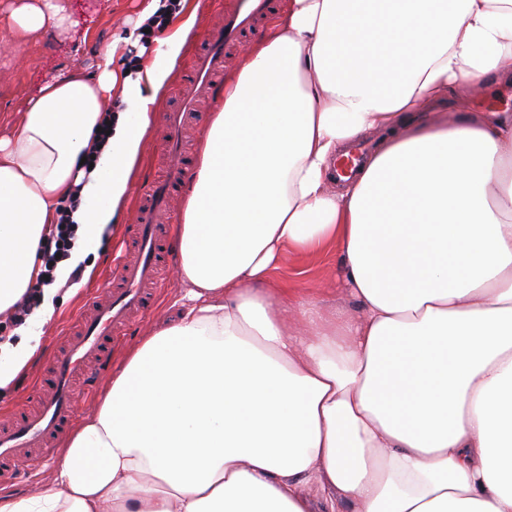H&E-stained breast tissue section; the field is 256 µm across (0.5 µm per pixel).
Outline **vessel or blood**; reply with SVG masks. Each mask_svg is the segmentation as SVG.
Returning <instances> with one entry per match:
<instances>
[{
    "instance_id": "b4317fda",
    "label": "vessel or blood",
    "mask_w": 512,
    "mask_h": 512,
    "mask_svg": "<svg viewBox=\"0 0 512 512\" xmlns=\"http://www.w3.org/2000/svg\"><path fill=\"white\" fill-rule=\"evenodd\" d=\"M275 11V0H225L224 20L211 26L190 64L187 86L177 108L166 115V175L153 182L135 213L138 258L122 266V285L104 295H90L86 312L75 321L74 337L58 351L49 373L40 381L36 410L20 407L0 429V482L16 480V462L31 449L46 448L64 432L76 410V378L92 382L106 364L113 335L127 329L131 316L146 312L157 273L167 265L169 245L162 230L172 201L184 190L191 158L183 146L185 127L198 121L201 96L216 97L222 89L217 76L224 69L227 51L246 35L255 33Z\"/></svg>"
}]
</instances>
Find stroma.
Masks as SVG:
<instances>
[{
    "label": "stroma",
    "mask_w": 512,
    "mask_h": 512,
    "mask_svg": "<svg viewBox=\"0 0 512 512\" xmlns=\"http://www.w3.org/2000/svg\"><path fill=\"white\" fill-rule=\"evenodd\" d=\"M197 2L199 8L193 34L176 61L172 78L159 95V108L163 111L174 104L191 55L203 41L208 26L224 15V0ZM145 4L146 0H73L80 32L49 26L35 39L13 45L11 53L0 56V113L12 115L21 111L25 97L35 84L56 71L73 66L92 69L96 51L103 43L117 42L118 68L137 72L153 57L158 42L152 34L138 36L131 42L124 41L123 35L129 28L137 26ZM469 112L512 113V78H489L474 91L449 92L445 116L453 120ZM164 146V128L157 120L151 126L143 159L136 168L132 198L119 208L114 218L115 228L104 237L94 259L92 274L83 275L76 283H61L57 292L60 300L57 313L42 338L39 351L19 374L9 395L0 399V416L33 396L37 378L48 370L53 352L64 346L71 323L79 315L89 292L113 282L117 266L132 250L135 201L144 195L152 181L165 173ZM274 276L291 282H307L337 306L352 312L359 309L342 282L335 249L315 254H286ZM180 291L175 273H168L152 309L139 318L124 336L113 340V362H120L125 352L158 321L177 317Z\"/></svg>",
    "instance_id": "1"
}]
</instances>
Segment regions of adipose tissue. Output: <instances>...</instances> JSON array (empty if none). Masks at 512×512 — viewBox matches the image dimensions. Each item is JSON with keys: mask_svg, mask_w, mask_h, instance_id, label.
<instances>
[{"mask_svg": "<svg viewBox=\"0 0 512 512\" xmlns=\"http://www.w3.org/2000/svg\"><path fill=\"white\" fill-rule=\"evenodd\" d=\"M7 17L25 40L76 24L65 0H10ZM196 21L137 77L110 42L97 77L71 67L0 115V316L40 278L73 188L57 280L97 254ZM511 71L512 0H286L206 123L174 241L178 319L127 351L49 484L0 512H512V114L429 113ZM116 89L125 110L85 170ZM370 132L336 191V156ZM332 245L359 314L271 276ZM56 295L0 341V395Z\"/></svg>", "mask_w": 512, "mask_h": 512, "instance_id": "obj_1", "label": "adipose tissue"}]
</instances>
